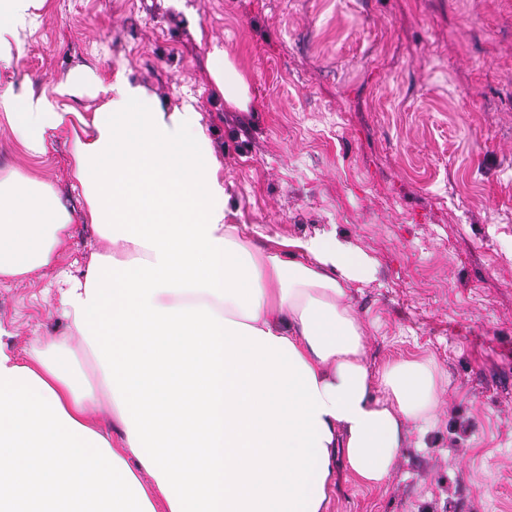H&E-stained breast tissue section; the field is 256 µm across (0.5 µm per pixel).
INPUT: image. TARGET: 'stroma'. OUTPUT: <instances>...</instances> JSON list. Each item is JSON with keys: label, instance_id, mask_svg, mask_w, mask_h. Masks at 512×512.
Segmentation results:
<instances>
[{"label": "stroma", "instance_id": "35a3bbf8", "mask_svg": "<svg viewBox=\"0 0 512 512\" xmlns=\"http://www.w3.org/2000/svg\"><path fill=\"white\" fill-rule=\"evenodd\" d=\"M224 48L247 110L207 70ZM124 71L164 109L194 97L231 224L338 232L376 259L351 303L368 358L431 361L421 448L369 489L344 466L328 512H512V0H48L0 84L52 93L75 66ZM79 124L23 156L0 117V169L67 202L70 246L33 281L0 280V344L67 329L52 286L97 238L70 172Z\"/></svg>", "mask_w": 512, "mask_h": 512}]
</instances>
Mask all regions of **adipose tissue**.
Masks as SVG:
<instances>
[{"label":"adipose tissue","mask_w":512,"mask_h":512,"mask_svg":"<svg viewBox=\"0 0 512 512\" xmlns=\"http://www.w3.org/2000/svg\"><path fill=\"white\" fill-rule=\"evenodd\" d=\"M46 0H0V62ZM209 75L239 108L221 47ZM103 102L71 148L84 221L101 240L61 292L69 333L27 357L0 345V512H327L337 459L388 477L438 406L430 363L367 361L350 300L376 261L336 229L269 235L226 223L224 178L192 100L168 112L124 73L79 66L54 95L6 85L0 115L25 153L66 127L59 98ZM39 173L0 170V276L31 279L71 240ZM93 360L88 376L74 348Z\"/></svg>","instance_id":"ef3b65f1"}]
</instances>
